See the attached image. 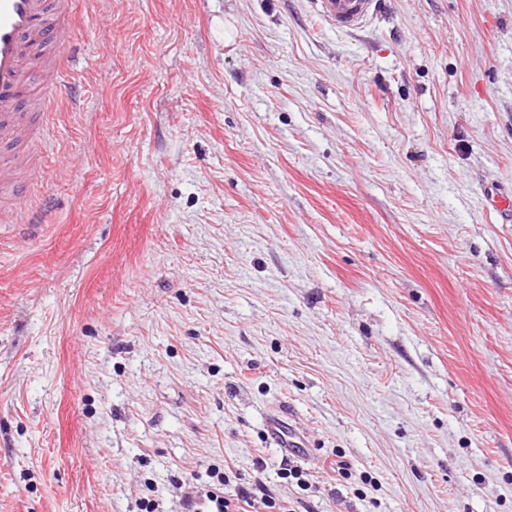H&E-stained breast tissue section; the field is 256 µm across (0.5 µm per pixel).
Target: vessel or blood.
<instances>
[{
    "label": "vessel or blood",
    "instance_id": "1",
    "mask_svg": "<svg viewBox=\"0 0 512 512\" xmlns=\"http://www.w3.org/2000/svg\"><path fill=\"white\" fill-rule=\"evenodd\" d=\"M319 11L336 29L353 31L368 22L377 0H317ZM76 17V0H0V143L20 146L37 118L25 77L24 67L33 59L45 60L39 73L37 93L42 104L63 98L59 69L51 58L64 46L66 30ZM9 173L0 167V216L11 223L27 224L31 213L11 207L10 193L16 192ZM286 406L269 413L265 421L267 439L298 457H310L307 433L286 425Z\"/></svg>",
    "mask_w": 512,
    "mask_h": 512
}]
</instances>
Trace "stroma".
<instances>
[{
	"mask_svg": "<svg viewBox=\"0 0 512 512\" xmlns=\"http://www.w3.org/2000/svg\"><path fill=\"white\" fill-rule=\"evenodd\" d=\"M0 223V512H512V0H98ZM314 455L281 478L268 410ZM319 12L336 30L353 31L368 22L377 0H317ZM216 482L204 488L194 484L185 485L179 498L183 512H257L256 504L261 503L266 512H297L294 503L288 505L276 500L261 483L240 485L233 492L224 491L230 484V477L216 475ZM261 496H259V494ZM259 499V500H258Z\"/></svg>",
	"mask_w": 512,
	"mask_h": 512,
	"instance_id": "obj_1",
	"label": "stroma"
}]
</instances>
